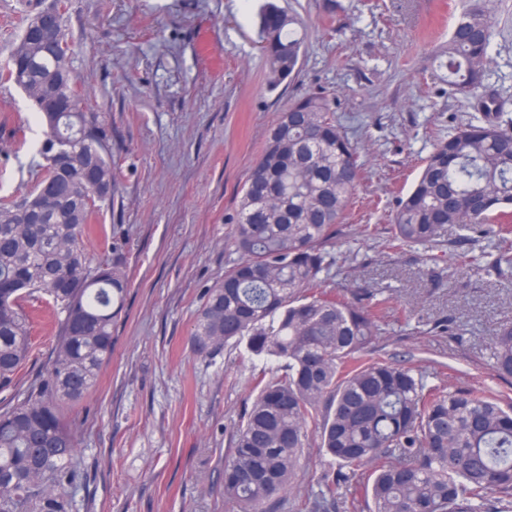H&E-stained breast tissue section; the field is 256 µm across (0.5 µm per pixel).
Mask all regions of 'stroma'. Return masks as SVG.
I'll list each match as a JSON object with an SVG mask.
<instances>
[{"label":"stroma","instance_id":"obj_1","mask_svg":"<svg viewBox=\"0 0 512 512\" xmlns=\"http://www.w3.org/2000/svg\"><path fill=\"white\" fill-rule=\"evenodd\" d=\"M265 0H70L65 30L88 103L112 120L120 173L86 250L108 254L125 237L129 288L112 326V357L74 409L78 455L89 486L80 512H229L222 470L233 427L275 371L244 347L213 354L189 337L206 289L239 259L232 227L242 182L266 132L293 100L320 92L360 145L364 177L334 250L346 261L326 289L376 288L390 297L378 354L450 390L486 389L512 400V379L489 364V342L512 322V272L474 270L486 239L449 229L433 247L388 249L384 227L437 139L481 117L452 99L436 74L465 0H276L308 26L298 76L270 86L258 44ZM44 0H0V66ZM497 25L485 85L499 122L512 125V0H485ZM28 102L0 87V197L34 184ZM30 360L0 408L23 399L55 340L41 300ZM410 320H403V313ZM462 324L449 335L448 321Z\"/></svg>","mask_w":512,"mask_h":512}]
</instances>
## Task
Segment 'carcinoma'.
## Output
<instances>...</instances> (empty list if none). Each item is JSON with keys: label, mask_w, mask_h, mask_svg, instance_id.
Wrapping results in <instances>:
<instances>
[{"label": "carcinoma", "mask_w": 512, "mask_h": 512, "mask_svg": "<svg viewBox=\"0 0 512 512\" xmlns=\"http://www.w3.org/2000/svg\"><path fill=\"white\" fill-rule=\"evenodd\" d=\"M69 0H52L46 38L19 41L0 69V84L26 96L44 139L30 192L0 202V389L14 384L31 352L23 303L47 296L62 314L47 363L23 401L0 410V512H78L84 483L66 410L89 393L112 356V323L128 275L120 244L112 260L92 264L82 245L93 214L114 199L112 123L88 107L69 73L65 27ZM495 23L482 0H467L437 52L454 97L482 100ZM302 22L274 4L260 15L269 83L299 72ZM70 104L67 135L39 109ZM439 139L386 228L388 245L441 241L448 228L491 239L497 269H512V126L487 113ZM363 179L358 142L320 93L296 98L269 128L260 156L228 217L240 259L205 292L190 336L210 354L245 343L284 374L261 378L233 430L224 461V502L232 512H278L292 486L309 429L330 458L300 512H512V403L477 390L427 383L425 372L369 358L386 334L389 298L380 289L322 288L346 235L347 209ZM492 367L512 378V323L490 346ZM361 497L338 501L339 486Z\"/></svg>", "instance_id": "1"}]
</instances>
